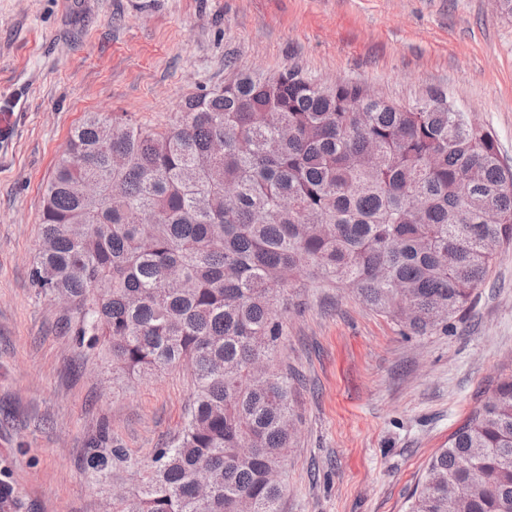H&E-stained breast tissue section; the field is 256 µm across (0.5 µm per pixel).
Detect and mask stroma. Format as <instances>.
Segmentation results:
<instances>
[{"label": "stroma", "instance_id": "stroma-1", "mask_svg": "<svg viewBox=\"0 0 512 512\" xmlns=\"http://www.w3.org/2000/svg\"><path fill=\"white\" fill-rule=\"evenodd\" d=\"M287 65L400 105L444 91L512 166V17L493 0H0V512H101L192 400L182 367L113 379L31 284L70 132L88 112L160 130L186 98ZM285 296L296 432L281 512H407L431 456L512 373V242L462 317L424 336L327 280ZM103 432L129 458L109 483L90 464Z\"/></svg>", "mask_w": 512, "mask_h": 512}]
</instances>
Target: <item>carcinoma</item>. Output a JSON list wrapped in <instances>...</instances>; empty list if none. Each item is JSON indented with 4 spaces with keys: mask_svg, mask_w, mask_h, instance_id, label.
<instances>
[{
    "mask_svg": "<svg viewBox=\"0 0 512 512\" xmlns=\"http://www.w3.org/2000/svg\"><path fill=\"white\" fill-rule=\"evenodd\" d=\"M511 241L512 167L443 91L400 106L285 66L189 98L163 130L87 113L45 186L32 286L71 299L72 335L103 343L112 371L188 364L194 396L112 512H280L283 290L334 280L424 335L465 313ZM124 457L92 468L110 480ZM407 512H512V375L430 458Z\"/></svg>",
    "mask_w": 512,
    "mask_h": 512,
    "instance_id": "cac0c4a2",
    "label": "carcinoma"
}]
</instances>
